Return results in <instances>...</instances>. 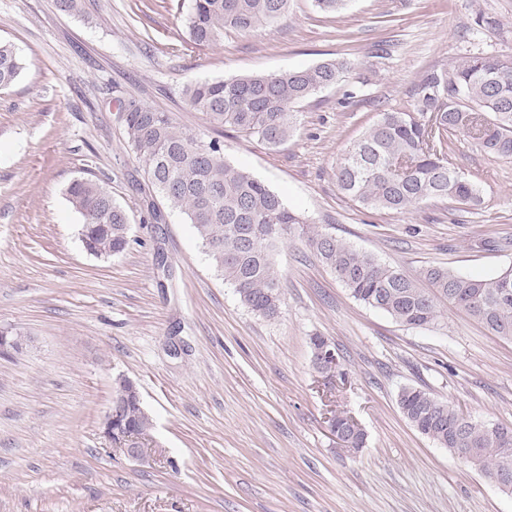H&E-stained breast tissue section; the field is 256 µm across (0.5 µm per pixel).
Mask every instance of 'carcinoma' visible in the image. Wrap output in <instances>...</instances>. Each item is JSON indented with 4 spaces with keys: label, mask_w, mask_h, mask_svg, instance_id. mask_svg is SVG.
I'll return each instance as SVG.
<instances>
[{
    "label": "carcinoma",
    "mask_w": 512,
    "mask_h": 512,
    "mask_svg": "<svg viewBox=\"0 0 512 512\" xmlns=\"http://www.w3.org/2000/svg\"><path fill=\"white\" fill-rule=\"evenodd\" d=\"M289 0H193L186 19L189 40L209 47L224 32L250 33L288 12ZM24 63L15 46L0 43V88L10 86ZM350 70L344 58L303 69L207 79L187 85L188 106L211 123L228 126L277 148L293 136L296 106L336 85ZM126 144L145 164L151 186L192 224L215 271L235 288L241 303L257 316L273 319L281 307L275 268L280 245L292 237L325 264L362 304L395 322L421 327L437 321V298L448 299L495 336L512 340V267L489 279H476L446 267L407 274L380 262L329 232L311 227L306 217L245 169L224 160L214 139L177 128L169 114L134 100L122 105ZM477 141L488 154L512 157V59L496 54L464 57L429 72L413 89L410 107L379 113L355 139L336 167L339 189L370 210L407 211L429 199L448 200L463 209L482 202V190L453 163L459 135ZM67 195L81 215L87 247L118 255L129 243L126 211L103 184L78 178ZM428 281L431 295L419 287ZM328 343L310 337L313 368L324 378L341 373L340 357L318 360ZM399 409L419 433L448 449L464 452L488 478L512 489V427L466 416L429 392L407 386ZM151 419L138 406L112 421V429L138 433ZM331 432L346 448H361L365 432L348 431L347 414L329 419Z\"/></svg>",
    "instance_id": "cac0c4a2"
}]
</instances>
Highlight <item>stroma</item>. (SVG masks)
Returning <instances> with one entry per match:
<instances>
[{"label":"stroma","instance_id":"35a3bbf8","mask_svg":"<svg viewBox=\"0 0 512 512\" xmlns=\"http://www.w3.org/2000/svg\"><path fill=\"white\" fill-rule=\"evenodd\" d=\"M138 5L86 0L84 15L68 16L54 0H0V42L27 62L0 90V329L28 338L0 354V512H512V495L419 434L397 404L415 386L512 426V340L445 300L435 323L398 324L297 239L276 255L278 316L254 315L182 213L163 207L153 223L156 194L119 109L133 99L220 140L227 162L390 266L492 277L512 266V158L460 137L458 170L482 175L477 210L438 199L369 210L340 191L335 170L428 71L512 56V0H349L334 16L290 0L283 19L205 48L184 33L191 0ZM336 57L350 71L299 106L294 138L277 148L212 125L182 95L195 81ZM77 178L107 182L127 211L125 252L84 249L66 194ZM316 334L345 378L313 369ZM122 376L153 423L136 459L108 452L104 435ZM335 411L364 430L359 451L330 433Z\"/></svg>","mask_w":512,"mask_h":512}]
</instances>
